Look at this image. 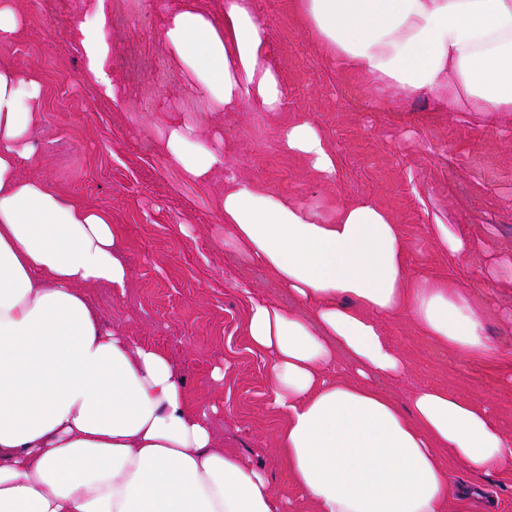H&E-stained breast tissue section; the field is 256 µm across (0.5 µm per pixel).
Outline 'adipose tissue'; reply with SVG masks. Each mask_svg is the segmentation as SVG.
Here are the masks:
<instances>
[{
	"label": "adipose tissue",
	"mask_w": 512,
	"mask_h": 512,
	"mask_svg": "<svg viewBox=\"0 0 512 512\" xmlns=\"http://www.w3.org/2000/svg\"><path fill=\"white\" fill-rule=\"evenodd\" d=\"M302 28L346 67L398 96L455 112H512V0H291ZM104 10L75 24L85 72L112 91ZM253 0L165 12L162 36L198 96L218 109L278 112L284 85ZM43 84L0 67V512H286V494L217 448L214 401L189 399L160 349L111 328L93 300L123 296L130 268L110 212L27 174L37 159ZM283 146L330 183L336 157L307 120ZM183 175L204 183L226 159L219 135L166 130ZM239 248L303 306L250 300L244 326L268 362L274 453L315 512H446L455 487L442 451L475 474L512 463L482 405L425 388L407 408L373 388L408 363L383 317L409 315L439 344L495 350L464 286L411 277L398 224L368 200L331 217L229 178L221 202ZM347 367L337 372L336 357Z\"/></svg>",
	"instance_id": "adipose-tissue-1"
}]
</instances>
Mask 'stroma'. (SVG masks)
Masks as SVG:
<instances>
[{
    "instance_id": "obj_1",
    "label": "stroma",
    "mask_w": 512,
    "mask_h": 512,
    "mask_svg": "<svg viewBox=\"0 0 512 512\" xmlns=\"http://www.w3.org/2000/svg\"><path fill=\"white\" fill-rule=\"evenodd\" d=\"M179 2L106 0L110 97L87 78L72 34L97 0H17L26 24L0 41V65L37 74L44 87L43 120L34 132L38 162L29 174L70 199L111 211L121 230L130 280L124 297L96 292L107 322L164 350L189 396L211 390L220 405L213 418L218 447L286 486L288 512H314L302 490L287 486L272 451L280 420L268 409L264 359L248 351L243 332L249 299L289 310L298 304L270 270L235 248L219 203L228 173L325 217L337 205L369 199L399 224L409 273L466 286L497 347L467 357L438 344L409 316L385 317L382 331L409 368L398 379L374 378V387L403 407L416 390H447L489 407L512 436V115L441 112L425 97L377 106L363 76L302 31L290 0H253L270 21L283 110L213 109L196 96L191 75L162 37V9ZM302 119L319 127L336 156L333 183L280 143L282 128ZM174 120L203 136L220 133L226 173L203 184L183 176L162 143ZM438 220L469 241L467 254L437 244ZM217 366L224 384L212 390ZM448 476L454 485L485 491L472 512H512V467L476 475L452 459Z\"/></svg>"
}]
</instances>
